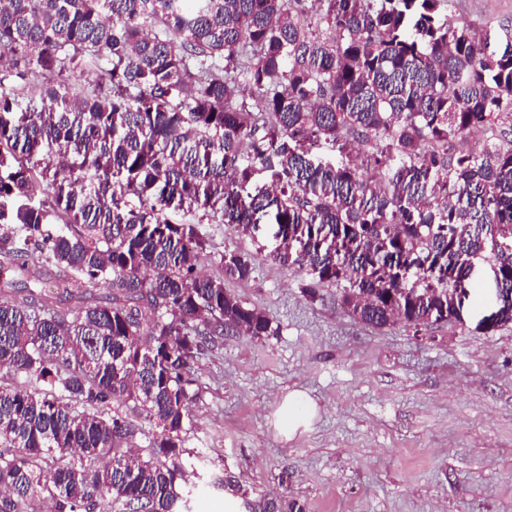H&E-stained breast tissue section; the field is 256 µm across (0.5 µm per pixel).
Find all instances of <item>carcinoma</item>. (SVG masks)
<instances>
[{
    "label": "carcinoma",
    "instance_id": "obj_1",
    "mask_svg": "<svg viewBox=\"0 0 512 512\" xmlns=\"http://www.w3.org/2000/svg\"><path fill=\"white\" fill-rule=\"evenodd\" d=\"M445 2L0 0V369L24 378L0 382V512H173L195 363L215 337L273 335L224 288L250 255L200 274L181 211L270 232L309 295L336 287L374 328L462 321L479 267L512 293V143L459 149L512 123V45L488 51ZM13 77L43 83L41 106ZM327 141L333 162L314 153ZM99 280L112 296L71 313Z\"/></svg>",
    "mask_w": 512,
    "mask_h": 512
}]
</instances>
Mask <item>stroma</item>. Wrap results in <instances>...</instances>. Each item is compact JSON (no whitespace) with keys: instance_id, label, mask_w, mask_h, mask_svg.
Segmentation results:
<instances>
[{"instance_id":"stroma-1","label":"stroma","mask_w":512,"mask_h":512,"mask_svg":"<svg viewBox=\"0 0 512 512\" xmlns=\"http://www.w3.org/2000/svg\"><path fill=\"white\" fill-rule=\"evenodd\" d=\"M444 15L490 48L512 44V0H453ZM194 225L207 250L251 255L225 288L271 320L269 336L215 339L195 367L186 479L177 512H254L267 498L304 512H512V323L485 334L475 319L374 328L327 286L272 261L262 239L226 224ZM294 390L319 407L307 431L277 435L275 403Z\"/></svg>"}]
</instances>
